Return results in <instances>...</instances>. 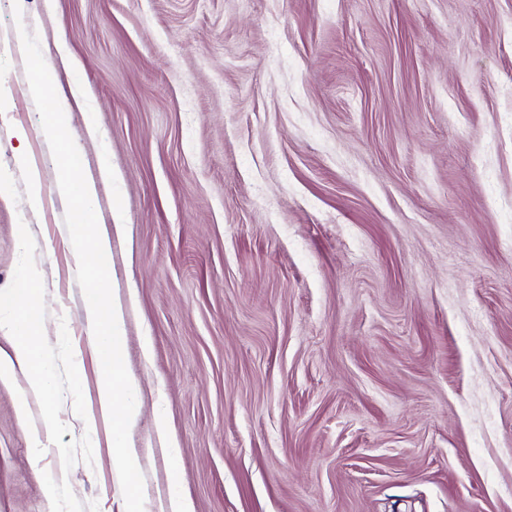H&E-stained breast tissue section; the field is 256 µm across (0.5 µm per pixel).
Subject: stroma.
Instances as JSON below:
<instances>
[{"label":"stroma","instance_id":"35a3bbf8","mask_svg":"<svg viewBox=\"0 0 512 512\" xmlns=\"http://www.w3.org/2000/svg\"><path fill=\"white\" fill-rule=\"evenodd\" d=\"M21 27L0 45V296L39 319L60 512H124V491L80 423L98 361L25 91L44 63L55 95L89 90L65 135L97 222L128 224L105 286L145 512L175 491L195 512H512V0H0ZM26 391L0 381V512H47L58 464L30 451ZM65 477V471L60 467L58 472L49 471L44 481V495L49 512H59L58 492L59 482Z\"/></svg>","mask_w":512,"mask_h":512}]
</instances>
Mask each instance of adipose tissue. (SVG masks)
<instances>
[{"instance_id":"1","label":"adipose tissue","mask_w":512,"mask_h":512,"mask_svg":"<svg viewBox=\"0 0 512 512\" xmlns=\"http://www.w3.org/2000/svg\"><path fill=\"white\" fill-rule=\"evenodd\" d=\"M88 98L84 87L72 88L68 98L55 103L47 113L45 127L59 145L56 164L60 177L57 193L65 199L75 215L68 238L71 251L80 259L78 272L95 289L96 298L87 303L84 319L98 354L109 360L99 368L100 381L95 412L83 415L86 433L97 430L98 421L111 422V446L114 450L113 466L123 478L125 486V512H143V501L134 479L138 470L135 449L125 442V432L135 426L140 417L136 400V382L127 373L122 357L125 336L124 314L121 304L108 299L103 288L106 270L102 258L109 255L112 237L125 233L127 226L122 211H114L111 226L96 225L94 199L95 183L84 180L78 169L76 146L63 134L68 116L74 108L83 106ZM0 333L9 335L12 350L0 352V380L24 376L29 397H48L52 375L45 362L44 351L36 322L31 319L28 305L15 304L0 307Z\"/></svg>"}]
</instances>
